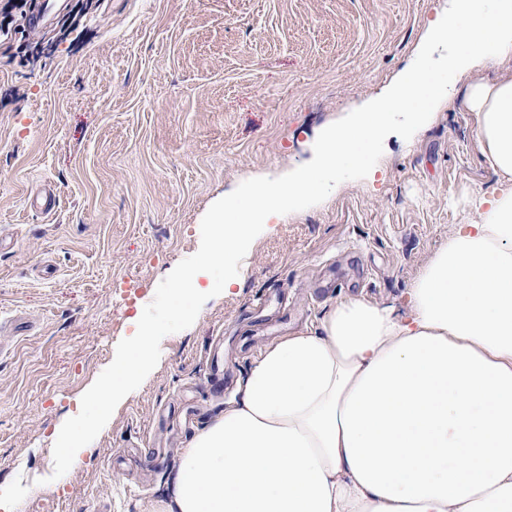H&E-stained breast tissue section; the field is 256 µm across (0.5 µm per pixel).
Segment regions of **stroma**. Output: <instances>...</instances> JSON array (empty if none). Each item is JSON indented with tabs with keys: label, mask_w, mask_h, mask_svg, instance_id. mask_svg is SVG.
<instances>
[{
	"label": "stroma",
	"mask_w": 512,
	"mask_h": 512,
	"mask_svg": "<svg viewBox=\"0 0 512 512\" xmlns=\"http://www.w3.org/2000/svg\"><path fill=\"white\" fill-rule=\"evenodd\" d=\"M451 0H26L0 12V498L16 512H151L182 448L266 345L348 296L403 305L467 195L492 192L455 77L363 179L265 225L239 274L53 478L63 423L197 252L209 207L307 163L409 69ZM53 183L57 210L31 211Z\"/></svg>",
	"instance_id": "obj_1"
}]
</instances>
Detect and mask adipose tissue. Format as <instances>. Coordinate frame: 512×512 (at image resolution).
Instances as JSON below:
<instances>
[{"instance_id": "1", "label": "adipose tissue", "mask_w": 512, "mask_h": 512, "mask_svg": "<svg viewBox=\"0 0 512 512\" xmlns=\"http://www.w3.org/2000/svg\"><path fill=\"white\" fill-rule=\"evenodd\" d=\"M512 64V0H452L428 47ZM492 193L427 260L409 315L360 296L281 337L183 448L154 512H512V75L470 84Z\"/></svg>"}]
</instances>
